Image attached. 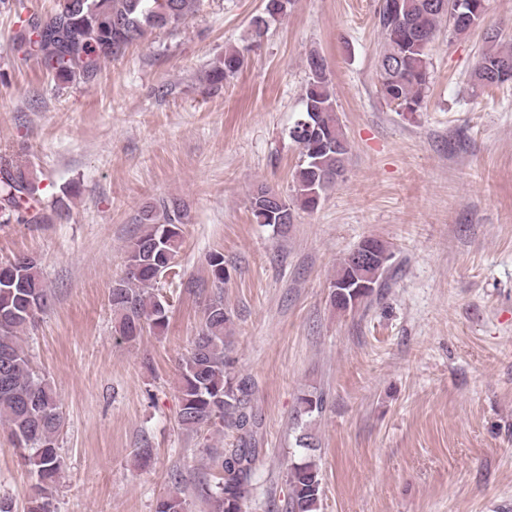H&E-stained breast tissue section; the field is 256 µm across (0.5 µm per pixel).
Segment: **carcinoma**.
<instances>
[{"label":"carcinoma","mask_w":512,"mask_h":512,"mask_svg":"<svg viewBox=\"0 0 512 512\" xmlns=\"http://www.w3.org/2000/svg\"><path fill=\"white\" fill-rule=\"evenodd\" d=\"M480 0H378L376 23L381 34L377 57L379 92L402 112H416L428 88L429 52L441 21L457 35H466L484 21ZM200 0H58L44 18L24 14V0H16L19 32L15 50L36 58L44 69L67 81L76 76L92 79L101 61L118 55L127 45L157 29H177L197 10ZM291 0H264L262 12L251 18L254 38L261 39L272 22L287 15ZM488 47L470 73L475 88H489L512 80V46L499 45V34L486 33ZM245 64L244 52H224L221 65L207 80L219 85L237 75ZM308 80L302 90L300 120L288 130L301 161L293 175V194L284 197L265 184L250 196L251 213L258 224L276 229L294 223L295 211L318 207L327 190L343 177L350 145L336 113L325 59L312 53L306 60ZM56 207L42 204L39 185L25 166L0 162V224H51ZM187 218L184 202L172 199L144 206L139 216L143 230L126 251L125 275L114 281L111 303L119 315L115 332L126 340L141 335L144 326L161 331L169 319V304L150 291L171 269L179 253L181 226ZM370 247L383 258L377 273L340 259L331 283V303L339 310L354 309L384 287L382 278L393 259L390 248L375 238ZM212 282L224 286V254L208 257ZM49 304V291L36 261L18 256L0 266V419L8 426L10 441L21 451L35 492L27 512H51L61 470L58 439L65 417L50 380L34 368L32 357L19 342L21 332L38 319ZM230 313L218 295L204 309V324L190 353L180 362L181 405L179 425L189 431L220 425L236 433V443L221 453L223 481L203 486L200 495L209 512H247L252 475L259 451L252 442L256 426L254 383L235 371L224 340ZM323 396L299 398L298 416L322 411ZM289 494L285 512H317L324 495L322 469L306 454L286 471ZM155 512H185L179 494L160 499Z\"/></svg>","instance_id":"cac0c4a2"}]
</instances>
